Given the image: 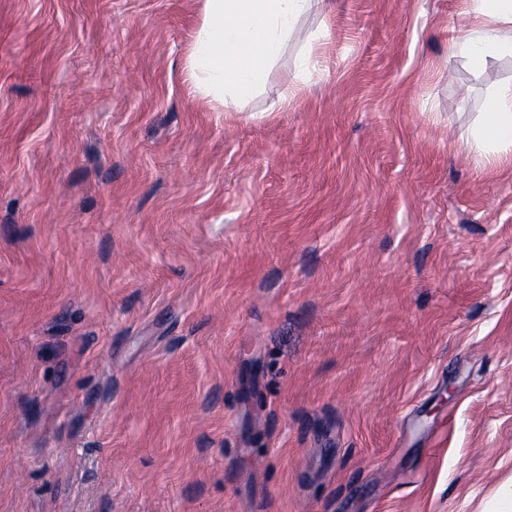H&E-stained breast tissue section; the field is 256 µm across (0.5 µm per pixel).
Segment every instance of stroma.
<instances>
[{
    "label": "stroma",
    "mask_w": 512,
    "mask_h": 512,
    "mask_svg": "<svg viewBox=\"0 0 512 512\" xmlns=\"http://www.w3.org/2000/svg\"><path fill=\"white\" fill-rule=\"evenodd\" d=\"M320 0L235 111L203 0H0V512H481L512 479V59ZM296 94L281 103L285 87ZM476 129L466 147H476L491 161L512 155V86L502 88L490 112Z\"/></svg>",
    "instance_id": "stroma-1"
}]
</instances>
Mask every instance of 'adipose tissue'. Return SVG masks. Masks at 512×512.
Listing matches in <instances>:
<instances>
[{
  "label": "adipose tissue",
  "mask_w": 512,
  "mask_h": 512,
  "mask_svg": "<svg viewBox=\"0 0 512 512\" xmlns=\"http://www.w3.org/2000/svg\"><path fill=\"white\" fill-rule=\"evenodd\" d=\"M313 0H204L201 24L187 59L193 90L222 107L247 96L293 36ZM455 53L475 64L512 56V30L460 36ZM471 144L493 161L512 155V86L502 88Z\"/></svg>",
  "instance_id": "obj_1"
}]
</instances>
